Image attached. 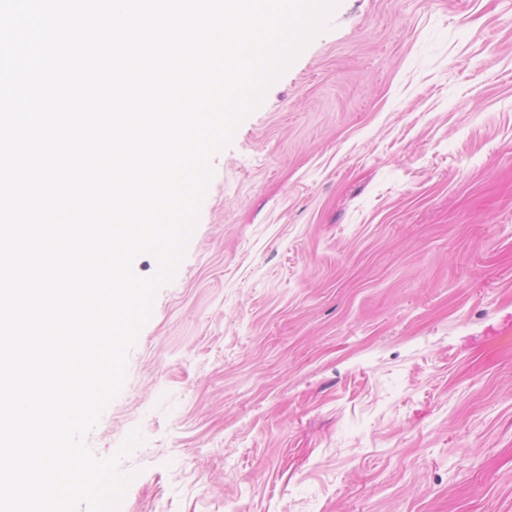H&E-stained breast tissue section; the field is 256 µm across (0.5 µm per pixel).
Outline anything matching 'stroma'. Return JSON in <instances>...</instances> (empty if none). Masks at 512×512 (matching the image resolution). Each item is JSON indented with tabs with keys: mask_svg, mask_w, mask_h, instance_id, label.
Returning <instances> with one entry per match:
<instances>
[{
	"mask_svg": "<svg viewBox=\"0 0 512 512\" xmlns=\"http://www.w3.org/2000/svg\"><path fill=\"white\" fill-rule=\"evenodd\" d=\"M212 167L119 512H512V0H339Z\"/></svg>",
	"mask_w": 512,
	"mask_h": 512,
	"instance_id": "obj_1",
	"label": "stroma"
}]
</instances>
